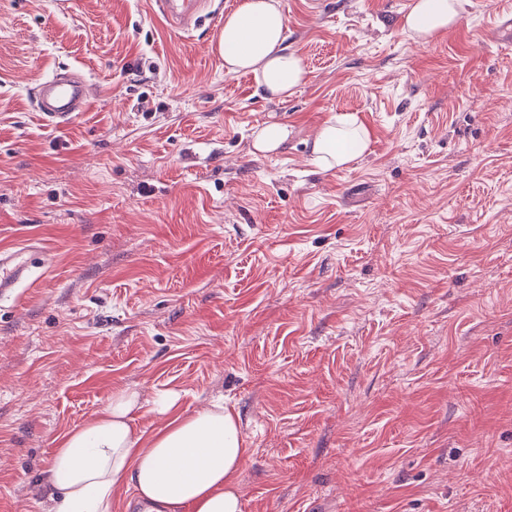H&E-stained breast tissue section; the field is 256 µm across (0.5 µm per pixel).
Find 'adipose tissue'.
Masks as SVG:
<instances>
[{
  "instance_id": "obj_1",
  "label": "adipose tissue",
  "mask_w": 512,
  "mask_h": 512,
  "mask_svg": "<svg viewBox=\"0 0 512 512\" xmlns=\"http://www.w3.org/2000/svg\"><path fill=\"white\" fill-rule=\"evenodd\" d=\"M462 0H412L402 31L425 44L460 18ZM287 18L279 0H239L224 17L218 51L226 74L252 75L269 97L284 100L307 77L286 45ZM369 132L354 116L325 124L312 146L329 170L366 151ZM138 391L122 388L83 426L60 440L45 473L53 512H112V493L132 486L141 512H242L236 475L247 450L237 416L223 404L176 412L175 394L160 395L154 411L166 424L147 431L134 413Z\"/></svg>"
}]
</instances>
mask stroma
Returning <instances> with one entry per match:
<instances>
[{"label": "stroma", "mask_w": 512, "mask_h": 512, "mask_svg": "<svg viewBox=\"0 0 512 512\" xmlns=\"http://www.w3.org/2000/svg\"><path fill=\"white\" fill-rule=\"evenodd\" d=\"M408 0H280L307 81L270 100L149 0H0V512H48L60 438L114 391L220 401L243 512H512V0L430 43ZM68 69L88 111L46 124ZM355 115L364 156L321 170ZM287 147L251 152L263 123ZM90 100L88 82L83 76L60 72L40 81L36 105L46 122L62 125L69 123L77 112L87 111ZM369 141L368 130L354 116H338L319 130L312 146L314 161L325 170L347 166L364 154ZM40 239L29 238L16 248L0 247V294L11 293L27 281L33 260L44 253Z\"/></svg>", "instance_id": "35a3bbf8"}]
</instances>
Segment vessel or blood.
I'll use <instances>...</instances> for the list:
<instances>
[{
	"mask_svg": "<svg viewBox=\"0 0 512 512\" xmlns=\"http://www.w3.org/2000/svg\"><path fill=\"white\" fill-rule=\"evenodd\" d=\"M199 0H152L155 13L180 31L193 30L201 16ZM90 92L87 80L80 75L64 72L42 79L38 85L36 105L44 120L55 125L69 123L76 113L87 111ZM44 252L41 240L30 238L16 248L0 247V294L11 293L29 278L33 260Z\"/></svg>",
	"mask_w": 512,
	"mask_h": 512,
	"instance_id": "b4317fda",
	"label": "vessel or blood"
}]
</instances>
